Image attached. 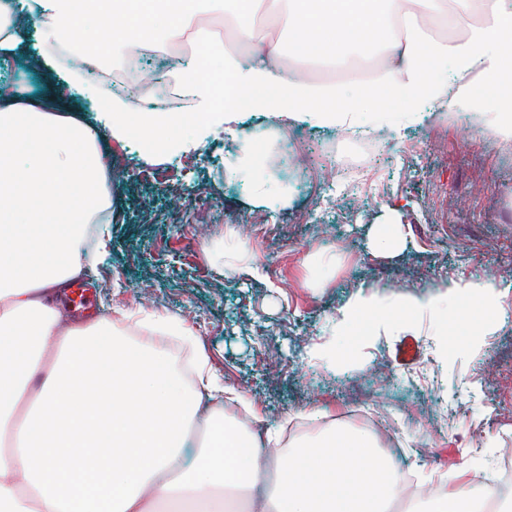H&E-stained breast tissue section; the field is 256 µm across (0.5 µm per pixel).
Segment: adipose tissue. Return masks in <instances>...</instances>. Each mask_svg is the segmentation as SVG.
<instances>
[{
  "instance_id": "adipose-tissue-1",
  "label": "adipose tissue",
  "mask_w": 512,
  "mask_h": 512,
  "mask_svg": "<svg viewBox=\"0 0 512 512\" xmlns=\"http://www.w3.org/2000/svg\"><path fill=\"white\" fill-rule=\"evenodd\" d=\"M202 11L209 24L194 27ZM230 18L239 55L215 34ZM25 26L42 43L99 55L131 56L189 34L218 70L169 71L193 102L188 112L137 111L67 78L70 94L90 103L89 122L0 83V512H386L400 478L369 433L331 423L285 445L225 421L217 405L204 409L225 393L206 357L189 383L165 349L132 336L139 328L184 335L175 318L126 312L121 331L108 319L65 324L62 298L82 269L90 225L100 227L98 254L112 243L99 141L137 140L152 162L192 130L238 136L229 169L276 208L291 198L257 174L261 136L239 130L242 113L399 139L408 127L473 110L512 139V0H228L224 8L217 0H0V58L15 55ZM375 58L382 64L365 80L308 78ZM393 100L404 106L394 120ZM495 291L491 282H447L387 296L362 285L334 333L392 335L408 315L428 312L436 335L471 336L498 309ZM462 293L472 314L449 322ZM456 477L457 488L427 495L423 512H482L469 466Z\"/></svg>"
}]
</instances>
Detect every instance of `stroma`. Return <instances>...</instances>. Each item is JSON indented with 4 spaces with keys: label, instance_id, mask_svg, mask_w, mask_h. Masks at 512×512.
<instances>
[{
    "label": "stroma",
    "instance_id": "stroma-1",
    "mask_svg": "<svg viewBox=\"0 0 512 512\" xmlns=\"http://www.w3.org/2000/svg\"><path fill=\"white\" fill-rule=\"evenodd\" d=\"M62 75L25 47L0 62L1 81L92 120L83 98H55ZM245 124L272 128L258 154L272 156L274 172L297 169L290 206L263 207L225 172L240 148L229 136H205L154 165L137 146L101 139L112 163V245L81 273L100 317H176L225 387L251 400L259 434L299 423L315 436L320 424L304 415L320 406L367 430L394 469L420 480H453L463 463L490 473L512 448V141L464 112L378 147L333 129ZM391 210L402 213L409 246L389 259L371 253L368 233ZM231 228L255 273L225 268L215 245ZM319 250L340 262L312 288L305 260ZM460 279L494 282L500 295L504 323L477 343L442 345L421 314L394 336L348 337L335 361L311 356L359 285L392 295Z\"/></svg>",
    "mask_w": 512,
    "mask_h": 512
}]
</instances>
